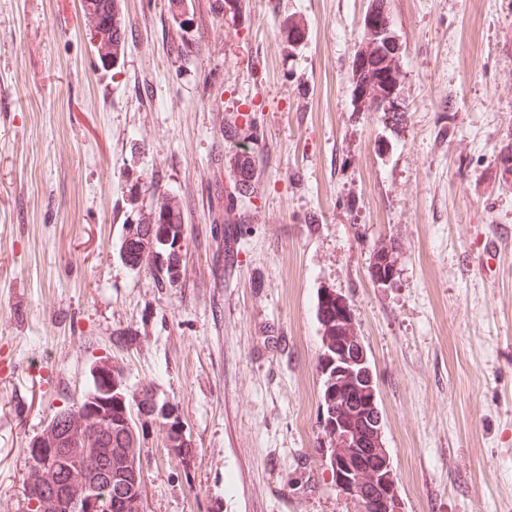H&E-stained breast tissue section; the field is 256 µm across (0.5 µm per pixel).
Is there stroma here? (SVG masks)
I'll list each match as a JSON object with an SVG mask.
<instances>
[{"mask_svg":"<svg viewBox=\"0 0 512 512\" xmlns=\"http://www.w3.org/2000/svg\"><path fill=\"white\" fill-rule=\"evenodd\" d=\"M370 5L119 0L106 68L83 0H0V512H31L29 444L104 366L182 427L179 453L164 420L139 439L143 512H361L322 455L324 289L400 512H512V0H384L396 128L352 100ZM162 203L169 281L122 256ZM390 250L379 249L374 252L373 257L370 259L369 274L373 281H392V277L395 275L394 270V257L390 254ZM361 385L364 393H359L355 402L352 403L355 406L353 414L360 419L361 424L367 423L374 426V423L379 420V415H381L375 398V383L370 386L369 381H362Z\"/></svg>","mask_w":512,"mask_h":512,"instance_id":"obj_1","label":"stroma"}]
</instances>
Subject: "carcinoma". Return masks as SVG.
<instances>
[{
	"mask_svg": "<svg viewBox=\"0 0 512 512\" xmlns=\"http://www.w3.org/2000/svg\"><path fill=\"white\" fill-rule=\"evenodd\" d=\"M378 9L371 21H362V47L355 50L350 62L352 81L361 90L357 103L363 105L366 112H382L392 126L404 122V113L397 110V95L393 90L398 86L401 61L391 53L386 44L375 43L367 34V25L385 31H393L390 17L383 8V0H373ZM86 10L98 15L108 27L107 38L112 40V55L118 54L123 41L117 36L121 26L117 18V0H86ZM182 234V225L171 212L159 208L158 214L147 223L137 226L133 237L125 244L126 261L135 266L140 258V245L144 239L161 245L165 239L176 240ZM369 274L373 281H392L395 275L394 257L390 250L379 249L370 259ZM318 319L328 343L322 344L320 369L323 386V425L336 422L345 399L336 395V349L331 342L344 335L350 322L351 309L340 295L322 293L317 304ZM363 392L353 403L355 415L361 423L372 425L379 420L380 410L375 398V387L369 382H361ZM143 413L161 415L167 403L159 402L149 392H144L139 402ZM129 393L121 377L103 371L94 380L90 388L79 401L77 412L85 415L84 425L95 428L94 441L101 447L112 449V454L103 459L99 471L91 476L94 483L105 490L111 508L107 512H137V497L141 496V478L139 467L125 456V449L139 441V428L128 415ZM71 409L53 414L50 424L55 433L34 439L30 451L45 449L46 459L54 467L56 480L44 487L45 493L67 498L69 490L65 482L64 464L69 459L70 449L75 447V431L70 429ZM357 500L363 512H387V503L379 500L378 495L369 491H358Z\"/></svg>",
	"mask_w": 512,
	"mask_h": 512,
	"instance_id": "carcinoma-1",
	"label": "carcinoma"
}]
</instances>
